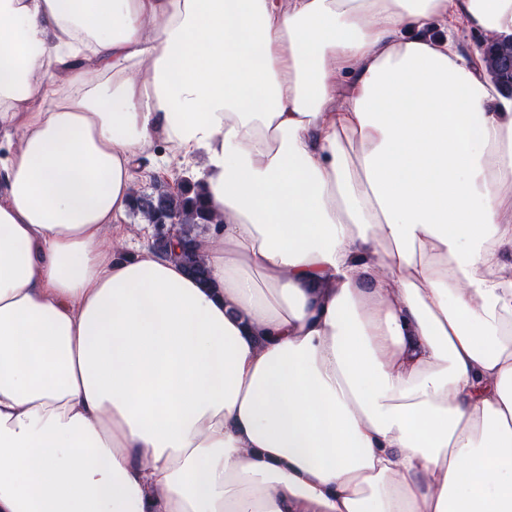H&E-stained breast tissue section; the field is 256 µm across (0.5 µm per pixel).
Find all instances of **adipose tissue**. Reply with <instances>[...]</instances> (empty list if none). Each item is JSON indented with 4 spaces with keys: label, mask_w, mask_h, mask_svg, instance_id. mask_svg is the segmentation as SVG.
<instances>
[{
    "label": "adipose tissue",
    "mask_w": 512,
    "mask_h": 512,
    "mask_svg": "<svg viewBox=\"0 0 512 512\" xmlns=\"http://www.w3.org/2000/svg\"><path fill=\"white\" fill-rule=\"evenodd\" d=\"M512 0H0V512H512ZM201 156V283L122 220ZM454 37L464 50L479 47L484 50L486 46L485 54L490 75L494 81L512 91V38L492 40L488 38L490 36L466 28L459 29Z\"/></svg>",
    "instance_id": "1"
}]
</instances>
